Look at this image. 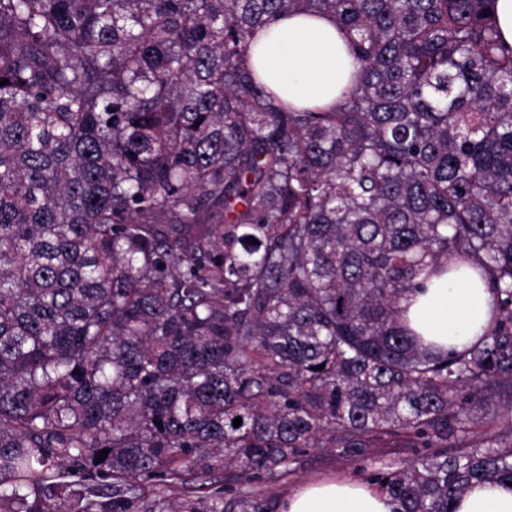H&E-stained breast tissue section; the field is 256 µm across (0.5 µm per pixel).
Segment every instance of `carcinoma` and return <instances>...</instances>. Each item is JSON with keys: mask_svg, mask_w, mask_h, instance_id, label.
I'll return each mask as SVG.
<instances>
[{"mask_svg": "<svg viewBox=\"0 0 512 512\" xmlns=\"http://www.w3.org/2000/svg\"><path fill=\"white\" fill-rule=\"evenodd\" d=\"M495 3L0 0V512H268L157 486L277 478L307 448L410 449L372 474L402 512L512 482ZM323 13L353 87L287 108L254 31ZM454 259L495 308L437 354L399 301ZM500 404L505 434L477 412Z\"/></svg>", "mask_w": 512, "mask_h": 512, "instance_id": "cac0c4a2", "label": "carcinoma"}]
</instances>
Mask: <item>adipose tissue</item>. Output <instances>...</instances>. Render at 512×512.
<instances>
[{
  "instance_id": "obj_1",
  "label": "adipose tissue",
  "mask_w": 512,
  "mask_h": 512,
  "mask_svg": "<svg viewBox=\"0 0 512 512\" xmlns=\"http://www.w3.org/2000/svg\"><path fill=\"white\" fill-rule=\"evenodd\" d=\"M255 77L284 103L298 108L335 106L349 84L354 60L333 16L294 15L263 28L249 49ZM494 295L478 272L458 264L451 277L432 279L425 292L400 301L410 327L439 348L464 350L490 325ZM399 504L373 484L341 477L311 480L287 493L278 512H399ZM456 512H512V486L472 485Z\"/></svg>"
}]
</instances>
